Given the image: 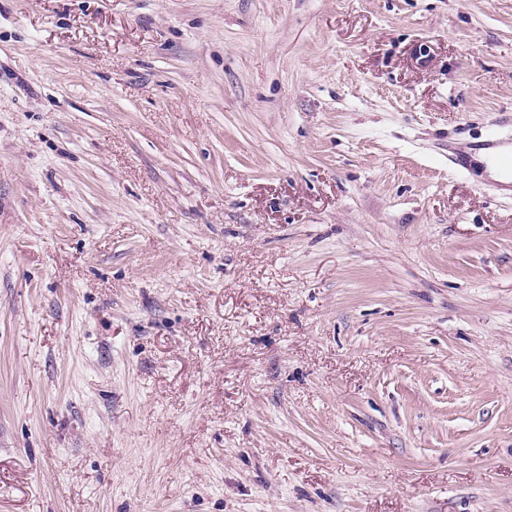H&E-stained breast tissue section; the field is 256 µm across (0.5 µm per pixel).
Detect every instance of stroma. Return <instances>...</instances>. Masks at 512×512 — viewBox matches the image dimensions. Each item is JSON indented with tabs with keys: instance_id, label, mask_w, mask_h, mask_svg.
<instances>
[{
	"instance_id": "1",
	"label": "stroma",
	"mask_w": 512,
	"mask_h": 512,
	"mask_svg": "<svg viewBox=\"0 0 512 512\" xmlns=\"http://www.w3.org/2000/svg\"><path fill=\"white\" fill-rule=\"evenodd\" d=\"M512 0H0V512H512ZM510 125L512 126V115H498L492 120V131L482 141L470 144L463 140L448 138V167H491L499 179L490 178L487 185L495 191L502 192L508 199L512 198V137L500 131L501 128ZM479 154L484 159L481 163L475 159Z\"/></svg>"
}]
</instances>
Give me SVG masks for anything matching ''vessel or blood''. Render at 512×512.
I'll return each mask as SVG.
<instances>
[{
	"label": "vessel or blood",
	"instance_id": "obj_1",
	"mask_svg": "<svg viewBox=\"0 0 512 512\" xmlns=\"http://www.w3.org/2000/svg\"><path fill=\"white\" fill-rule=\"evenodd\" d=\"M508 126H512V115H499L493 119L492 130L482 141L470 144L449 139V167L469 169L480 164L493 168L496 177L489 180V187L498 192L512 193V137L504 133Z\"/></svg>",
	"mask_w": 512,
	"mask_h": 512
}]
</instances>
